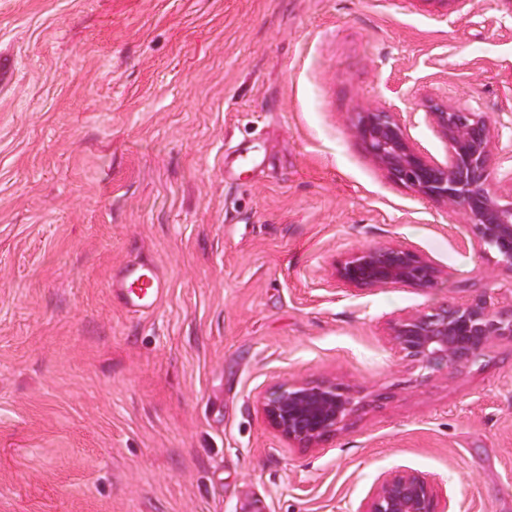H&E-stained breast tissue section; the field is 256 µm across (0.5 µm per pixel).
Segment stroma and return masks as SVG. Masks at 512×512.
Segmentation results:
<instances>
[{"mask_svg": "<svg viewBox=\"0 0 512 512\" xmlns=\"http://www.w3.org/2000/svg\"><path fill=\"white\" fill-rule=\"evenodd\" d=\"M0 66V512H355L403 469L512 512V341L431 374L388 336L512 274L352 129L441 160L422 104H465L512 189V0H0ZM395 241L435 287L336 280ZM135 258L168 283L142 316L107 288ZM286 380L358 409L297 447L259 404Z\"/></svg>", "mask_w": 512, "mask_h": 512, "instance_id": "1", "label": "stroma"}]
</instances>
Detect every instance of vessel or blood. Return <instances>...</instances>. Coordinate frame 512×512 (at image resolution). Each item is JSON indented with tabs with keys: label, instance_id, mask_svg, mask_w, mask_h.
<instances>
[{
	"label": "vessel or blood",
	"instance_id": "1",
	"mask_svg": "<svg viewBox=\"0 0 512 512\" xmlns=\"http://www.w3.org/2000/svg\"><path fill=\"white\" fill-rule=\"evenodd\" d=\"M112 297L123 308L145 313L156 309L166 294V282L158 268L150 263H126L108 281Z\"/></svg>",
	"mask_w": 512,
	"mask_h": 512
}]
</instances>
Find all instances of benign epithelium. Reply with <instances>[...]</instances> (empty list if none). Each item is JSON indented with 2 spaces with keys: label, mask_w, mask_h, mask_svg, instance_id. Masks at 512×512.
Returning a JSON list of instances; mask_svg holds the SVG:
<instances>
[{
  "label": "benign epithelium",
  "mask_w": 512,
  "mask_h": 512,
  "mask_svg": "<svg viewBox=\"0 0 512 512\" xmlns=\"http://www.w3.org/2000/svg\"><path fill=\"white\" fill-rule=\"evenodd\" d=\"M427 118L448 144L440 161L411 143L391 112H357L354 134L372 161L415 194L462 215L468 239L512 273V193L495 186L494 137L487 117L455 103L427 100ZM443 270L409 244L364 246L335 266V277L359 289L434 287ZM396 349L417 367L449 372L486 355L497 340H512V304L484 293L464 303L405 314L389 324ZM262 414L283 438L312 448L343 430L356 411V395L331 381L276 382L262 395ZM354 512H454L451 499L427 476L395 470L381 477Z\"/></svg>",
  "instance_id": "obj_1"
}]
</instances>
